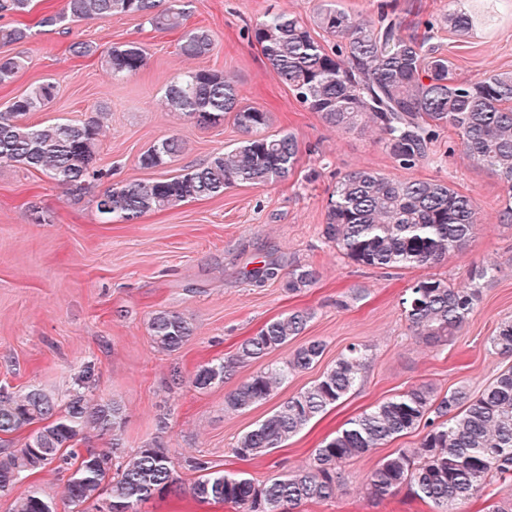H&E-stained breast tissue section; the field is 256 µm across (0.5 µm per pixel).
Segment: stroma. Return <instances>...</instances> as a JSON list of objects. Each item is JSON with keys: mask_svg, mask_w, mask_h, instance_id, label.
<instances>
[{"mask_svg": "<svg viewBox=\"0 0 512 512\" xmlns=\"http://www.w3.org/2000/svg\"><path fill=\"white\" fill-rule=\"evenodd\" d=\"M63 3L34 0L22 21L35 27V35L0 46L1 54L18 53L27 60L12 83L0 86V112L46 82L54 83L55 96L27 115V122L48 125L106 112L95 162L110 170V183L172 177L243 140L232 119L201 127L163 108L167 85L194 67L231 73L243 104L269 112V133L294 134L301 152L287 180L233 186L213 198L147 213L133 224L105 221L95 192L78 195L41 173L1 163L0 386L37 388L60 402L83 387L93 399L120 402L126 414L123 454L161 441L175 461L179 485L186 488L199 476L189 459L242 473L258 484L285 477L305 466L325 439L378 403L423 383L441 395L460 386L475 394L505 366V358L487 348L498 324L512 317V224L499 220L505 195L500 179L470 160L458 136L445 130L429 157L410 169L402 168L371 130H331L295 99L269 69L260 47L244 35L268 12L311 21L321 0H189L188 26L207 29L214 40L208 56L195 60L180 54L178 33L156 31L135 16L40 26V19ZM336 4L361 18H377L383 10L399 17L408 33L447 57L456 80L512 70V0ZM461 10L477 16L466 34L450 20ZM79 40L91 43L95 54L72 56L68 47ZM128 42L145 48L146 64L136 75L111 77L103 59L112 45ZM172 136L183 141V152L164 166L141 167V154ZM359 169L399 180L447 182L475 205L473 238L462 251L428 267L378 269L350 262L325 242L321 228L338 178ZM34 208L44 214L43 223L31 221ZM270 259L287 269L315 266L319 279L297 294L277 281L256 285L248 271ZM487 264L498 272L482 282L477 305L458 333L437 346L414 336L403 313L407 288L432 276L457 288L468 284L471 270ZM356 288L365 289L363 298L351 299ZM300 309L313 317L298 343L318 340L325 350L312 368L290 378L266 402L234 412L224 397L265 364L285 359L290 347L241 366L209 389L192 386L200 365L233 354L267 321ZM160 310L193 325V335L176 352L152 342L149 321ZM353 344L368 347L369 361L347 396L273 452L250 460L236 456L245 432L312 386ZM88 366L94 375L86 382L82 374ZM424 434V427H416L347 460L335 496L296 512H428L402 493L379 503L367 496L377 464L397 449L416 447ZM66 480L51 467L37 471L12 495L0 497V512H11L15 496L32 486L53 500L56 512H99L95 501L69 505Z\"/></svg>", "mask_w": 512, "mask_h": 512, "instance_id": "stroma-1", "label": "stroma"}]
</instances>
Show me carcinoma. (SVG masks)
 I'll list each match as a JSON object with an SVG mask.
<instances>
[{
  "instance_id": "1",
  "label": "carcinoma",
  "mask_w": 512,
  "mask_h": 512,
  "mask_svg": "<svg viewBox=\"0 0 512 512\" xmlns=\"http://www.w3.org/2000/svg\"><path fill=\"white\" fill-rule=\"evenodd\" d=\"M33 0H0V13L25 14ZM64 0L61 12L43 24L97 20L116 15L142 17L157 30L183 29L179 51L190 59L208 55L212 36L202 28H184L183 0ZM315 26L336 43H320L304 22L268 12L247 29V39L261 47L268 67L308 110L338 132L370 128L385 150L403 168H412L430 152L440 131L455 130L466 155L493 171L505 184L500 221L512 224V71H492L476 82L449 76L448 58L434 47L404 33L402 22L387 15L371 22L352 16L330 0L320 4ZM31 37L27 25L0 26V43ZM146 51L136 43L113 46L105 65L114 77L137 74ZM24 68L19 56H0V85L11 83ZM54 86L43 83L0 112V163L15 164L47 175L73 192H84L109 173L94 166L104 113L77 123L27 124L22 118L45 107ZM167 111L199 125H217L230 116L248 138L215 153L205 164L164 179L113 185L97 196L105 221L134 223L190 199L212 198L239 184L263 186L288 178L300 153L291 133L265 134L268 113L242 105L239 88L224 73L199 68L187 71L165 90ZM183 151V142L168 137L139 158L144 168L163 166ZM476 212L472 200L441 180H395L362 169L344 175L328 204L322 236L348 260L365 267L388 269L436 264L465 247L473 237ZM272 260L249 271L263 284L279 280L291 293L317 282L312 265H295L288 276ZM483 266L470 274L467 288H452L426 278L410 287L402 305L414 334L436 346L460 329L474 311L478 282L494 276ZM312 318L295 310L267 322L246 338L236 352L214 359L196 372L192 385L204 390L233 375L301 335ZM153 343L175 352L192 335L184 317L158 311L150 320ZM490 350L512 356V319L502 321L489 338ZM323 343L312 340L288 359L267 365L224 398L225 407L243 411L267 400L288 378L311 368L321 358ZM368 359L367 347L351 345L313 386L290 398L238 441L237 457L254 458L278 448L314 418L336 405L356 385ZM124 424L121 404L73 394L63 408L38 389H0V433L28 426L36 429L19 448L0 449V493L7 496L28 473L55 461L69 466L66 499L77 506L106 493L112 512H137L151 496L177 490L174 461L154 441L118 466L117 431ZM426 433L418 447L386 456L371 472V498L382 501L407 489V496L432 512H460V506L493 475L512 492V364L502 368L481 394L456 388L442 396L426 384L385 400L350 420L322 442L309 463L286 478L262 484L239 473L212 470L197 458L189 467L201 472L189 488L200 502L230 504L236 512H290L308 502L332 498L336 468L403 435L418 425ZM112 433L107 450L79 453L89 431ZM12 512H55L52 501L36 489L15 498Z\"/></svg>"
}]
</instances>
